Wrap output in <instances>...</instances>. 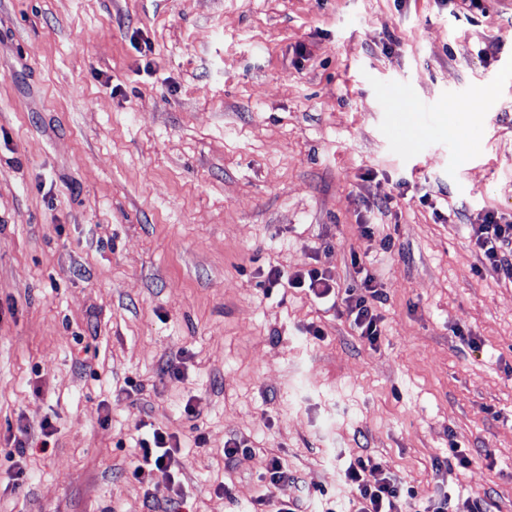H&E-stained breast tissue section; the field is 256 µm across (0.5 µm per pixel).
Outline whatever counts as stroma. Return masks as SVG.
Returning a JSON list of instances; mask_svg holds the SVG:
<instances>
[{
	"instance_id": "35a3bbf8",
	"label": "stroma",
	"mask_w": 512,
	"mask_h": 512,
	"mask_svg": "<svg viewBox=\"0 0 512 512\" xmlns=\"http://www.w3.org/2000/svg\"><path fill=\"white\" fill-rule=\"evenodd\" d=\"M483 4L0 0V450L57 428L22 483L0 453V512H169L176 482L182 512H352L359 456L417 512H512V281L471 232L512 220V0ZM274 266L368 271L378 341ZM146 427L176 476L133 478Z\"/></svg>"
}]
</instances>
